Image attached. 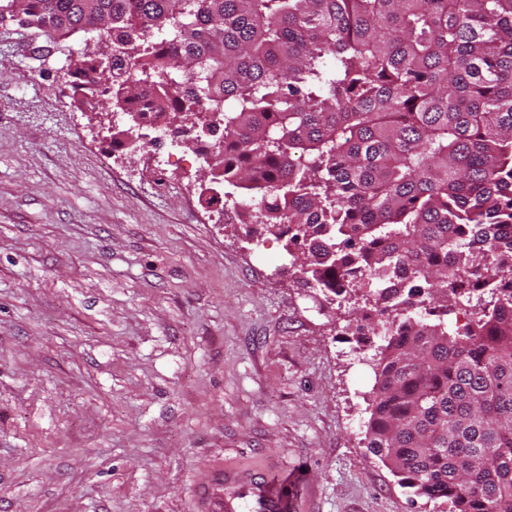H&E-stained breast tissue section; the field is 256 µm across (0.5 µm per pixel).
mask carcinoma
<instances>
[{
	"label": "carcinoma",
	"instance_id": "carcinoma-1",
	"mask_svg": "<svg viewBox=\"0 0 512 512\" xmlns=\"http://www.w3.org/2000/svg\"><path fill=\"white\" fill-rule=\"evenodd\" d=\"M8 22L126 35L108 73L94 50L68 70L103 109L150 87L169 129L218 113L210 181L260 195L240 223L290 234L325 290L369 289L367 448L448 512H512V0H0ZM476 296H473L472 302L469 304L466 298H461L453 309L454 311L448 315V329L454 331L456 329L464 328L471 320L475 318V312L478 311V307H472L476 304Z\"/></svg>",
	"mask_w": 512,
	"mask_h": 512
}]
</instances>
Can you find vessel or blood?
<instances>
[{
	"label": "vessel or blood",
	"mask_w": 512,
	"mask_h": 512,
	"mask_svg": "<svg viewBox=\"0 0 512 512\" xmlns=\"http://www.w3.org/2000/svg\"><path fill=\"white\" fill-rule=\"evenodd\" d=\"M196 495L206 512H298L299 489L292 480L275 481L250 469L215 468Z\"/></svg>",
	"instance_id": "vessel-or-blood-1"
}]
</instances>
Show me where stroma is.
<instances>
[{
  "label": "stroma",
  "mask_w": 512,
  "mask_h": 512,
  "mask_svg": "<svg viewBox=\"0 0 512 512\" xmlns=\"http://www.w3.org/2000/svg\"><path fill=\"white\" fill-rule=\"evenodd\" d=\"M86 43L0 27V512H198L227 463L297 475L301 512H442L367 448L362 296L254 245L195 145L113 146Z\"/></svg>",
  "instance_id": "obj_1"
}]
</instances>
